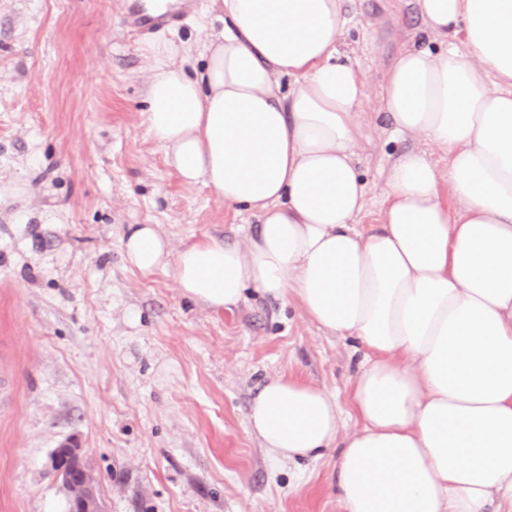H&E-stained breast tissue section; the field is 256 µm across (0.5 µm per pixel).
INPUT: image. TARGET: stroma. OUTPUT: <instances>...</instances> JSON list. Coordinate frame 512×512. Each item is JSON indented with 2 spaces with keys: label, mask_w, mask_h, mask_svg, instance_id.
Wrapping results in <instances>:
<instances>
[{
  "label": "stroma",
  "mask_w": 512,
  "mask_h": 512,
  "mask_svg": "<svg viewBox=\"0 0 512 512\" xmlns=\"http://www.w3.org/2000/svg\"><path fill=\"white\" fill-rule=\"evenodd\" d=\"M343 49L366 81L358 159L359 230L380 223L384 173L421 149L381 112L385 67L425 43L407 0H347ZM122 0H0V512H66L48 471L73 440L101 512H342L337 449L277 458L251 433L261 385L286 377L337 396L349 417L362 358L295 298L247 290L230 309L185 298L173 268L123 259L129 225L154 224L171 252L214 239L245 245L258 219L185 183L147 133L150 49L178 46L200 66L201 33L224 14L200 0L180 25L129 37Z\"/></svg>",
  "instance_id": "obj_1"
}]
</instances>
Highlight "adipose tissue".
Instances as JSON below:
<instances>
[{
  "instance_id": "ef3b65f1",
  "label": "adipose tissue",
  "mask_w": 512,
  "mask_h": 512,
  "mask_svg": "<svg viewBox=\"0 0 512 512\" xmlns=\"http://www.w3.org/2000/svg\"><path fill=\"white\" fill-rule=\"evenodd\" d=\"M217 2L224 33L204 37L202 70L171 64L174 45L153 49L146 130L185 182L258 228L247 247L210 240L174 256L155 225L133 224L126 263L173 267L183 296L217 309L249 286L291 296L359 340L352 432L336 396L290 378L267 382L249 415L278 458L338 448L343 512L512 506V0H411L441 48L403 46L382 106L395 134L447 153L448 170L421 151L399 157L364 232L366 84L341 49L346 0Z\"/></svg>"
}]
</instances>
